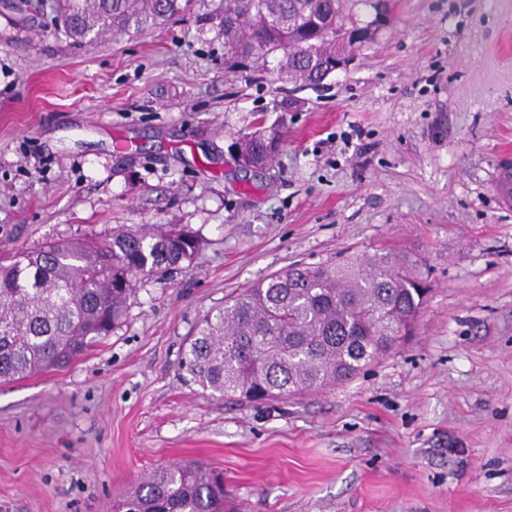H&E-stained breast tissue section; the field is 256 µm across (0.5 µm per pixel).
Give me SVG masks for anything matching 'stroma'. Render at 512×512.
<instances>
[{"label": "stroma", "instance_id": "35a3bbf8", "mask_svg": "<svg viewBox=\"0 0 512 512\" xmlns=\"http://www.w3.org/2000/svg\"><path fill=\"white\" fill-rule=\"evenodd\" d=\"M387 2L311 86L278 52L226 66L224 0L90 46L0 0V253L156 222L204 240L87 354L0 384V512H114L183 461L223 471L233 512H512V0ZM261 127L277 153L239 166ZM383 247L431 291L366 375L256 404L183 368L226 296Z\"/></svg>", "mask_w": 512, "mask_h": 512}]
</instances>
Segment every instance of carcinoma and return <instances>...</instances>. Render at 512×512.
<instances>
[{
    "label": "carcinoma",
    "instance_id": "carcinoma-1",
    "mask_svg": "<svg viewBox=\"0 0 512 512\" xmlns=\"http://www.w3.org/2000/svg\"><path fill=\"white\" fill-rule=\"evenodd\" d=\"M191 0H53L67 37L91 45L106 32L138 33ZM344 21L343 0H224V42L242 53L279 50L280 76L313 82L336 51L313 23ZM258 163L263 134L245 136ZM202 238L181 224L119 229L108 239L50 241L0 256V383L63 368L126 316L130 282L191 261ZM428 289L416 263L378 250L334 269L291 266L225 298L203 317L183 366L204 388L250 402L342 385L365 374L409 335ZM122 512H225L224 479L197 462L155 468L120 501Z\"/></svg>",
    "mask_w": 512,
    "mask_h": 512
}]
</instances>
